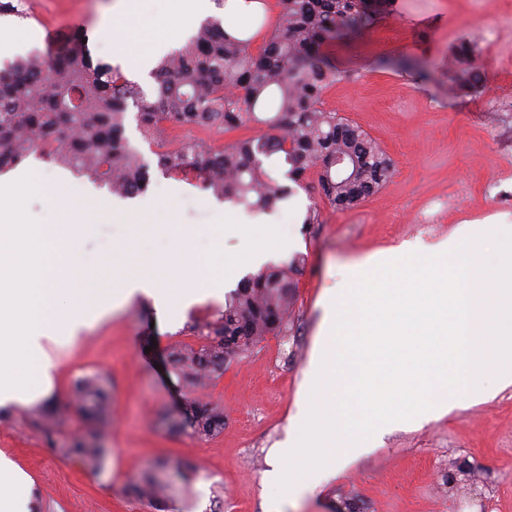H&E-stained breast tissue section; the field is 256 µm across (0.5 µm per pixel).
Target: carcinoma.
<instances>
[{"mask_svg": "<svg viewBox=\"0 0 512 512\" xmlns=\"http://www.w3.org/2000/svg\"><path fill=\"white\" fill-rule=\"evenodd\" d=\"M272 32L257 51L254 35L241 27L230 33L208 18L179 49L159 58L156 86L147 91L120 66L94 59L88 30H74L63 49L49 57L31 54L0 71V172L33 152L74 169L112 194L146 193L150 164L129 144L125 118L137 108L142 133L164 137V124L223 133L263 124L267 132L214 146L186 137L157 153L164 172L198 176L200 188L218 199L273 212L290 197L289 183L313 172L322 194L336 208L352 209L392 177L391 158L366 132L322 107L324 93L341 77L327 50L372 26L377 10L368 0H278ZM466 68L461 86L479 75L470 50H460ZM381 65L424 74L421 60L394 56ZM298 257L285 267L243 277L224 302V311L197 327L206 342L173 347L167 364L182 387L192 390L224 373V366L267 336L292 330L294 274ZM73 403L101 427L109 393L102 377L84 376L73 387ZM171 429L189 427L210 436L224 429V410L189 401L183 415L167 416ZM62 454L96 474L106 450L94 431L69 440ZM173 480L149 473L130 493L155 510L172 507Z\"/></svg>", "mask_w": 512, "mask_h": 512, "instance_id": "obj_1", "label": "carcinoma"}]
</instances>
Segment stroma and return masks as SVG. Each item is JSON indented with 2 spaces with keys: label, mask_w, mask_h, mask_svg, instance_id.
Masks as SVG:
<instances>
[{
  "label": "stroma",
  "mask_w": 512,
  "mask_h": 512,
  "mask_svg": "<svg viewBox=\"0 0 512 512\" xmlns=\"http://www.w3.org/2000/svg\"><path fill=\"white\" fill-rule=\"evenodd\" d=\"M399 11L332 48L343 77L323 96L338 112L377 140L391 157L394 174L376 194L354 209L337 210L322 195L315 176L272 213L232 206L237 222L285 224L293 252L306 262L295 276L294 327L270 336L223 375L196 391L224 407V428L200 437L169 430L161 415L181 405L188 393L170 374L166 355L175 345H200L194 325L212 320L223 301L206 300L186 310L174 326L158 320L145 297L126 302L106 317L87 302L95 324L71 345L50 343L57 363L52 389L23 408L0 411V456L31 479L21 494L29 512H150L126 488L160 461L196 468L190 484L177 485L172 512H209L221 493L223 512H269L262 482L274 454L293 432L302 385L322 317V300L342 287L350 266L372 253L400 245L437 247L462 224H511L512 179L495 199L482 185L503 167L512 168V77L484 79L477 93L454 92L460 67L459 43L512 63V20L500 16V0H398ZM116 0H23L27 19L4 23L23 40L10 57L52 55L47 32L66 35L88 29L96 56L113 58L106 19ZM499 27L496 43L480 40L483 27ZM407 54L428 64L426 77L379 66V59ZM175 190V222L192 230L212 223L219 201L197 180L153 170L146 199ZM320 223L301 225L309 206ZM440 212L437 224L421 213ZM101 373L112 393L110 422L102 436L107 457L92 475L60 449L89 429L69 402L77 377ZM53 413L57 432H43L44 413ZM366 452L342 471L325 474L285 501L281 512H512V386L490 392L444 417L407 425L368 438Z\"/></svg>",
  "instance_id": "1"
}]
</instances>
